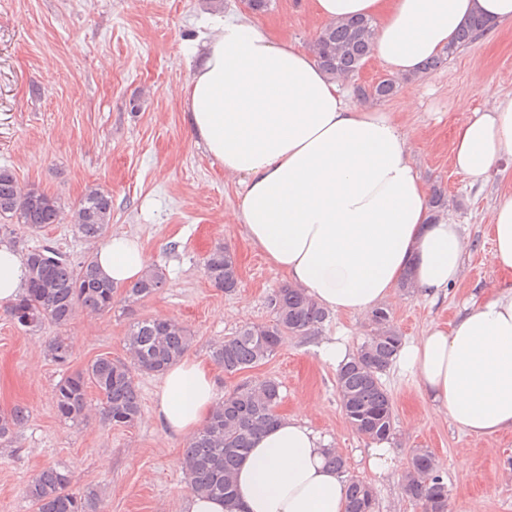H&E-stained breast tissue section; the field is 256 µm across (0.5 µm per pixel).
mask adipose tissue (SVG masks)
<instances>
[{
    "label": "adipose tissue",
    "mask_w": 512,
    "mask_h": 512,
    "mask_svg": "<svg viewBox=\"0 0 512 512\" xmlns=\"http://www.w3.org/2000/svg\"><path fill=\"white\" fill-rule=\"evenodd\" d=\"M313 9L327 23L377 19L372 52L399 78L418 73L473 16L512 22V0H313ZM179 95L198 147L241 187L230 222L321 307L363 314L407 275L434 296L459 281L468 244L457 224L432 218L407 135L392 113L348 97L311 50L248 17H224ZM507 155L512 97L482 112L460 104L457 172L486 183ZM490 230L495 266L512 271V195L493 209ZM96 257L117 285L140 278L147 264L141 244L124 234L99 244ZM27 281L24 256L0 245V306ZM399 361L459 430L512 432V289L472 301L449 326L429 327ZM215 403L210 367L185 357L162 375L154 414L168 436L182 438ZM326 451L303 412L284 415L254 439L233 503L191 492L183 512H346L348 485L326 465Z\"/></svg>",
    "instance_id": "1"
}]
</instances>
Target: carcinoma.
Returning <instances> with one entry per match:
<instances>
[{
  "instance_id": "obj_1",
  "label": "carcinoma",
  "mask_w": 512,
  "mask_h": 512,
  "mask_svg": "<svg viewBox=\"0 0 512 512\" xmlns=\"http://www.w3.org/2000/svg\"><path fill=\"white\" fill-rule=\"evenodd\" d=\"M486 29L484 18H472L448 47V53L469 45ZM375 31L372 18L330 23L321 29L313 51L328 74L350 79L371 55ZM356 89L365 98L381 100L394 95L396 84L384 79ZM430 202L436 218L448 207V197L440 187L433 188ZM59 213L57 198L34 189L23 190L10 169L0 168V218L14 219L36 231L58 222ZM72 223L85 240L103 239L112 223V197L99 190L89 191L74 208ZM26 262V291L9 307L10 316L20 327L29 331L47 323L64 327L81 311L101 314L112 310L115 285L100 275L94 257L74 264L52 249H32L26 254ZM205 273L215 288L233 292L238 287L237 265L227 247H218L206 257ZM164 282L163 272L149 267L138 281L125 288L126 299H145ZM268 305L272 323L247 325L213 347L212 357L225 374L237 375L269 361L286 337L315 332L327 317L304 290L289 284L276 288ZM373 318L381 326L380 332L337 369L336 387L351 428L367 439L383 441L393 434L394 412L381 376L397 359L403 337L389 325L384 309L375 310ZM192 341L188 328L172 319L134 322L125 336L131 363L99 356L56 385L54 400L60 418L72 426L87 422V389L93 387L102 405L103 422L133 426L141 414L134 372L162 374L185 355ZM48 356L65 367L71 362L72 351L63 337L56 336L48 345ZM280 402V385L274 379L253 381L246 377L236 383L217 402L184 451L182 464L190 490L232 502L233 475L248 454L252 439L278 420L275 410ZM27 419L28 412L22 406L0 409V442L10 439ZM68 483V472L60 467H49L33 478L26 494L35 512H99L96 490L69 492ZM348 489L347 512H374L375 498L368 485L351 480ZM404 493L421 505L423 512H448V485L431 450H412Z\"/></svg>"
}]
</instances>
